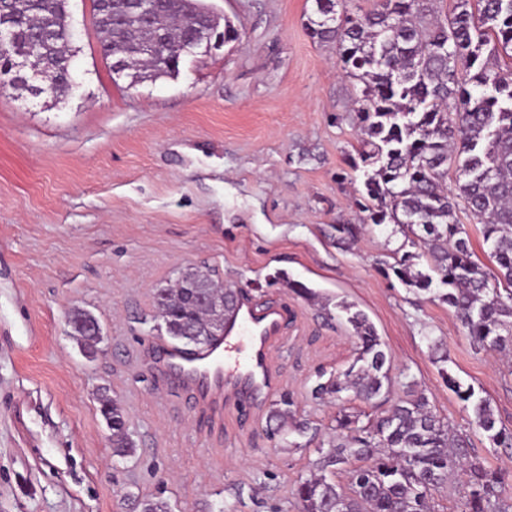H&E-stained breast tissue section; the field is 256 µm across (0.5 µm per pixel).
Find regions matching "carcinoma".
I'll list each match as a JSON object with an SVG mask.
<instances>
[{
    "label": "carcinoma",
    "instance_id": "carcinoma-1",
    "mask_svg": "<svg viewBox=\"0 0 512 512\" xmlns=\"http://www.w3.org/2000/svg\"><path fill=\"white\" fill-rule=\"evenodd\" d=\"M376 0L365 14L340 8L341 0H315L308 20L312 37L339 46L346 75L359 85L356 109L362 137L357 148L364 168L358 205L374 224H392L405 252L387 269L408 288L434 293L453 308L475 351L512 349V0ZM101 54L127 64L132 81L179 73L177 46L193 35L187 15L209 16L205 0H162L153 21L134 30L116 0L106 14L92 3ZM17 32L16 51L38 39L53 66L43 78L55 84L53 98L72 82L68 0H0ZM458 178L448 188V162ZM482 225L483 241L496 262L491 274L472 259L459 206ZM336 240L349 243L361 225L335 224ZM425 263L427 271L415 269ZM235 291L196 271L161 288L156 303L166 333L202 345L221 327ZM358 341L357 355L338 375L319 381L312 396L339 402L327 446L294 488L298 512H431L432 492L457 470L467 475L460 512H512V469H491L469 448L468 438L448 428L422 392L412 389L380 416L362 419L346 407L347 393L370 401L389 392L390 359L367 317L342 303ZM94 318L74 309L68 323L80 344L95 350ZM442 377L470 405L473 422L493 446L512 448V429L497 426L489 399L475 395L447 371ZM119 457L133 451L123 408L100 399ZM296 402L285 395L271 418L290 420L301 435L308 422L295 418ZM371 459L367 466L352 462ZM348 469V487L329 475Z\"/></svg>",
    "mask_w": 512,
    "mask_h": 512
}]
</instances>
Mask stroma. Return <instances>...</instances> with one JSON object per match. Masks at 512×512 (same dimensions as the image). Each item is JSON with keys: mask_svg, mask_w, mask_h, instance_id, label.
<instances>
[{"mask_svg": "<svg viewBox=\"0 0 512 512\" xmlns=\"http://www.w3.org/2000/svg\"><path fill=\"white\" fill-rule=\"evenodd\" d=\"M206 3L239 38L214 33L175 77L113 75L91 0H69L72 91L0 90V512H137L143 498L171 512H297L295 484L337 411L310 389L357 352L344 302L391 359L387 397L355 410L382 413L416 384L488 465L512 466L444 380L489 397L512 429V361L475 352L452 308L385 275L404 238L353 203L355 90L335 43L309 34L314 0ZM338 224L363 232L341 247ZM189 268L287 311L271 366L315 431L273 432L268 402L212 412L155 363L171 341L156 292ZM74 309L101 328L93 358L71 333ZM103 391L134 454L112 453Z\"/></svg>", "mask_w": 512, "mask_h": 512, "instance_id": "obj_1", "label": "stroma"}]
</instances>
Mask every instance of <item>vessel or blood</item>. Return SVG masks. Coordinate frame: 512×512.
Returning <instances> with one entry per match:
<instances>
[{
    "mask_svg": "<svg viewBox=\"0 0 512 512\" xmlns=\"http://www.w3.org/2000/svg\"><path fill=\"white\" fill-rule=\"evenodd\" d=\"M286 320L281 306L260 307L242 297L225 313L221 330L207 345L188 350L165 344L156 360L199 405L217 412L228 402L250 407L279 388L271 371L270 346L283 333Z\"/></svg>",
    "mask_w": 512,
    "mask_h": 512,
    "instance_id": "obj_1",
    "label": "vessel or blood"
}]
</instances>
